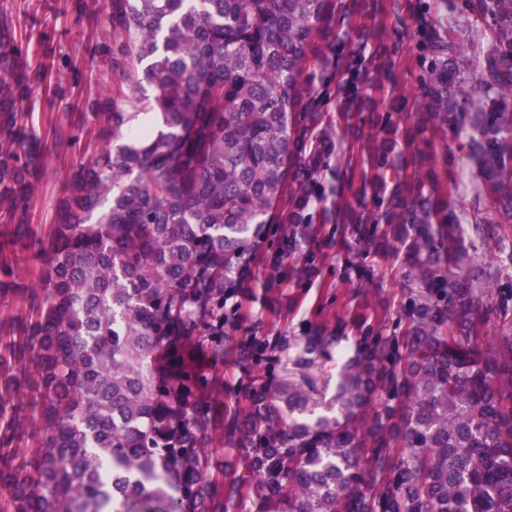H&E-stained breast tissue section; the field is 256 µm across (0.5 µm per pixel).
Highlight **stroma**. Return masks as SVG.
I'll use <instances>...</instances> for the list:
<instances>
[{"label":"stroma","instance_id":"1","mask_svg":"<svg viewBox=\"0 0 512 512\" xmlns=\"http://www.w3.org/2000/svg\"><path fill=\"white\" fill-rule=\"evenodd\" d=\"M418 0H400L397 17L387 18L383 36L399 33L406 48L404 65L392 78L383 79V89L374 96L377 116H391L401 134L398 148H405V134L414 126L413 111L392 114L394 92H413L422 70L415 48ZM0 11L13 19L15 36L26 53L30 68H44L50 78L23 104V127L36 137L42 150L35 161L36 190L27 211V222L35 236H44L54 222L56 209L65 197L69 170L80 159L91 156L109 129L86 120L85 100L105 96L108 90H123L119 106L128 112L141 111L150 86L142 85L144 67L131 63L125 75L112 72L96 44L119 40V30L107 19L105 6L94 15L79 13L75 0H0ZM420 149L436 158V170L448 189L451 211L462 228V240L469 253L483 256L498 274L494 295L485 299L478 315L490 335L504 334L497 306L500 299L512 302V228L502 227L495 239H488L476 227V217L493 222L492 199L481 184L455 136L418 140ZM280 231H272L262 243L251 268L247 287L236 289L225 307L224 361L207 368L212 378L210 394L216 409L234 405L255 376L269 380L278 376L283 362L296 343L320 330L337 341L322 359L329 375H336L343 358L351 355L360 336L357 315L381 327L384 334L400 332V280L402 261L392 256L358 259L353 236L338 224H316L309 236L299 238L287 249ZM314 256L315 270L306 277L296 271L307 256ZM258 343L264 353L244 361L242 346Z\"/></svg>","mask_w":512,"mask_h":512}]
</instances>
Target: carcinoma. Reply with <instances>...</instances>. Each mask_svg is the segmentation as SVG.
<instances>
[{
	"instance_id": "1",
	"label": "carcinoma",
	"mask_w": 512,
	"mask_h": 512,
	"mask_svg": "<svg viewBox=\"0 0 512 512\" xmlns=\"http://www.w3.org/2000/svg\"><path fill=\"white\" fill-rule=\"evenodd\" d=\"M123 40L95 52L110 69L148 61L145 108L160 128L130 130L112 98L88 104L114 141L69 175L27 319L0 330V512H512V336L486 339L475 316L497 274L469 255L416 136L465 135L498 224H512V0H420L426 67L411 152L392 124L341 183L358 254L405 250V336L369 326L335 393L319 365L332 336L296 345L247 407L221 419L201 360L224 361V301L253 265L273 210L284 232L330 224L321 178L348 122L393 72L377 33L352 25L383 0H108ZM479 24L487 46L448 25ZM335 47L321 53L317 41ZM0 12V210L29 238L31 144L22 104L44 75L21 61ZM37 425L38 446L3 449ZM237 465L213 462L217 431Z\"/></svg>"
}]
</instances>
